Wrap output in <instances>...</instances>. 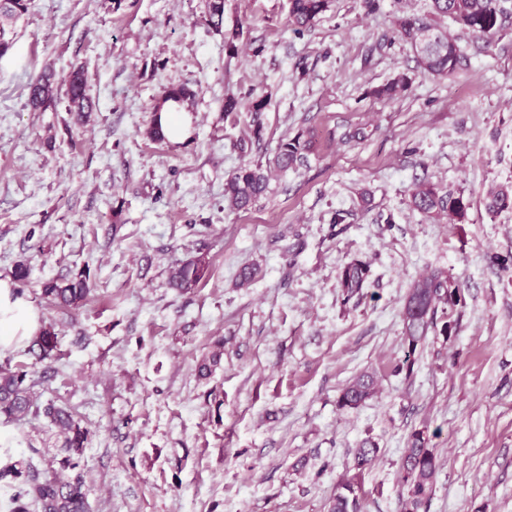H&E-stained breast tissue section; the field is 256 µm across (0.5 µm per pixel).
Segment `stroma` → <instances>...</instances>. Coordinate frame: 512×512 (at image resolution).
<instances>
[{
	"label": "stroma",
	"instance_id": "stroma-1",
	"mask_svg": "<svg viewBox=\"0 0 512 512\" xmlns=\"http://www.w3.org/2000/svg\"><path fill=\"white\" fill-rule=\"evenodd\" d=\"M428 4L383 0L369 14L362 0H331L298 33L288 0H224L225 29L241 30L231 51L205 22L207 0H32L0 58V280L30 265L24 295L57 347L38 363L22 341L0 365L32 366L40 401L88 428L67 475L90 512H328L343 480L359 486L361 512H402L416 430L439 464L428 512H512V209L490 213L486 196L512 186V18L487 48L443 20L468 64L438 79L395 36L400 9ZM78 66L88 123L62 94L30 106L44 70L60 81ZM401 73V97L373 96ZM183 83L198 91L188 137L145 138L164 91ZM229 95L239 105L227 115ZM298 134L312 141L307 166L230 210L227 177ZM422 181L463 192L465 223L415 210ZM339 210L349 216L336 225ZM199 256L210 266L197 287L169 288L170 268ZM355 260L369 264L368 286L346 303L338 274ZM250 265L261 276L236 287ZM85 268L86 305L42 298L44 281ZM435 268L463 303L452 335H429L408 375L400 312ZM219 340L220 365L200 376ZM365 371L377 396L340 408ZM367 438L379 454L359 472ZM61 444L44 418L0 420V446L38 469Z\"/></svg>",
	"mask_w": 512,
	"mask_h": 512
}]
</instances>
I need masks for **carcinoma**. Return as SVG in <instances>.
Segmentation results:
<instances>
[{
  "mask_svg": "<svg viewBox=\"0 0 512 512\" xmlns=\"http://www.w3.org/2000/svg\"><path fill=\"white\" fill-rule=\"evenodd\" d=\"M431 16L407 13L397 20V36L413 49L418 64L428 73L448 78L463 68L464 53L457 41L440 27L439 18H448L463 30L480 38H492L501 33L505 19L512 13L506 6L508 0H430ZM30 0H0V57L13 47L14 26L29 9ZM329 6V0H290L289 18L295 31L312 27ZM207 23L224 33L225 45L233 49L240 32L224 31V0H208ZM426 30L430 38L419 40V32ZM409 84L406 75L375 88L378 98L392 99L404 92ZM69 111L78 113L83 120L93 112L86 93V78L80 67L72 69L64 78ZM57 86L52 73H43L29 86V103L35 109L49 106L56 98ZM196 92L187 85L172 87L164 92L156 107L153 124L145 135L162 142L161 112L168 108L178 112L192 103ZM311 141L296 135L280 141L273 159V166L283 172L303 166L308 162ZM269 168L261 163L243 164L225 181L224 201L233 210H247L265 193L268 187ZM488 210L492 213L512 208V188L495 186L487 192ZM411 205L428 217L444 216L450 224L465 220L469 203L463 193L444 192L429 182L420 183L411 194ZM209 262L197 257L169 271V285L179 292L194 288L204 277ZM369 275V265L354 261L339 274V288L343 302L347 303L362 295ZM91 293L89 272L83 270L71 279H50L42 284V296L57 308H72L87 300ZM462 302L461 288L444 271L434 269L413 282L401 310L403 336L408 343L409 354L431 332L446 336L452 330L454 312ZM54 328L46 326L33 339L28 352L41 362L50 357L56 348ZM28 371L0 368V417L11 421H23L43 416L64 436L63 457L59 469L50 473L40 471L32 461L0 464V482L10 492L7 498L8 512H88L86 494L80 480H69L62 472L77 465L87 440L88 430L81 420L68 409L53 401L42 403L34 392V383L27 380ZM375 380L369 373L355 376L342 390L337 404L345 409H355L372 398ZM379 448L366 440L354 451L353 467L363 470L376 459ZM438 469L434 450L428 447V439L421 431L410 434L405 448L401 478L406 493L404 512H426L433 494ZM329 512H360L358 488L347 480L337 484L331 499Z\"/></svg>",
  "mask_w": 512,
  "mask_h": 512,
  "instance_id": "1",
  "label": "carcinoma"
}]
</instances>
